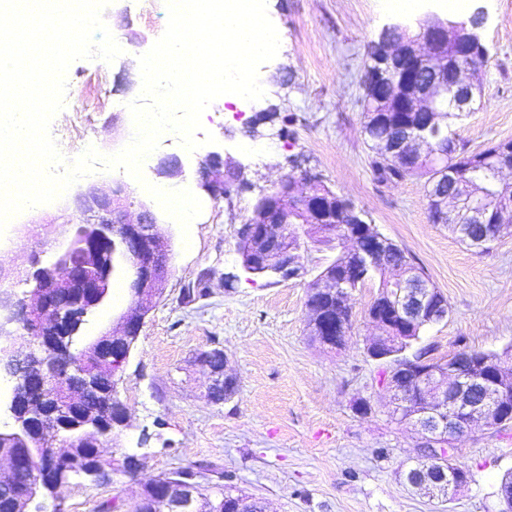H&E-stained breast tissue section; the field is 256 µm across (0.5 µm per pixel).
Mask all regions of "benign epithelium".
Returning a JSON list of instances; mask_svg holds the SVG:
<instances>
[{
	"label": "benign epithelium",
	"instance_id": "obj_1",
	"mask_svg": "<svg viewBox=\"0 0 512 512\" xmlns=\"http://www.w3.org/2000/svg\"><path fill=\"white\" fill-rule=\"evenodd\" d=\"M483 17L475 13L468 19L428 17L419 22L418 34L403 42L379 40V48L367 66L365 79L374 89L372 112H420L425 122L403 124L401 133L388 141L387 151L404 155L413 151L416 160L424 155L421 147L441 144L444 112H469L478 89L467 81L471 68L461 65L448 77V43L467 29L466 39L473 51L480 52L483 64L490 56L482 42L479 29ZM240 173L229 157L210 153L201 161L203 186L215 201L228 198L226 171ZM444 181L465 192V207L455 215L456 223L483 221L503 207L497 195L478 196L469 192V176L464 170L442 168ZM156 172L176 176L182 165L175 157H164ZM283 193L263 194L253 206L251 215L240 233L251 240V257L242 268L252 274L292 280L302 277L306 268L296 250L279 248L276 243L278 225L291 223V218L305 217L309 194L300 189L288 192V177L280 182ZM292 194V199L284 198ZM138 206L136 219H128L129 209ZM73 233L67 247L58 254L53 267L38 269L32 274L33 287L22 298L11 288L19 273L0 267V375L10 383L7 411L12 429L0 431V439L23 433L39 439L51 430L57 432L66 418L78 412L80 398L98 388L100 378L112 383L109 404L112 421H89L84 447L94 449L91 462L78 474L94 477L103 460L101 443L107 440L111 427L127 425V408L118 397L116 372L131 355L146 316L155 307L164 291L172 260L171 242L156 230L157 215L149 206L134 203L129 187L111 182L101 188L75 196L68 204ZM370 239L356 250L364 267L383 266L388 262L384 237L372 231ZM121 272L128 282L129 303L118 318V325L97 336L83 351L92 368L71 363L72 372L81 381L75 390L62 385L58 395L48 396V389L58 376L60 354H68L66 341L78 331L87 311L98 306L108 295L111 272ZM353 280L332 278L323 274L310 282L309 304L312 326L326 329L329 305H349ZM378 330L407 332L422 325H433L448 318V304L439 300L428 288L399 282L396 292L387 297L385 312L370 314ZM17 336H30L43 350V356L22 355L13 347ZM199 363L208 374V397L215 401L224 390V379L231 377L225 367L212 368L206 357ZM381 387L395 399V404L417 409L421 460L424 465L407 468L406 482L437 498H449L466 484L464 468L454 464V452L444 439L472 431L475 421L488 420L496 429L512 424V369L503 360L486 352L466 350L454 352L446 360L423 356L419 361L403 360L383 377ZM58 485L41 475L33 484L32 495L16 498V512H29L36 497L47 491L55 494ZM147 505L139 512H199L200 495L196 486L183 482L155 479L143 486L137 505Z\"/></svg>",
	"mask_w": 512,
	"mask_h": 512
}]
</instances>
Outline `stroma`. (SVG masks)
<instances>
[{
    "mask_svg": "<svg viewBox=\"0 0 512 512\" xmlns=\"http://www.w3.org/2000/svg\"><path fill=\"white\" fill-rule=\"evenodd\" d=\"M482 12L480 29L492 60L471 75L481 88L473 112L454 124L469 151L512 140V0H442L440 13ZM270 19L283 34L277 56L263 64L264 96L239 105L214 101L202 116L214 142L189 153L179 142L161 144L155 158L177 157L182 173L142 169V179L123 169L98 171L95 181L74 183L62 200L14 217L0 236V267L19 272L14 290L30 289V274L53 263L65 247L67 199L94 183H128L134 200L155 206L144 183L189 190L202 204L188 230L161 215L159 232L171 239L173 256L164 294L146 317L136 347L121 372L119 394L130 425L117 444H104L105 459L137 456L135 477L114 473L111 482L72 478L62 491L63 512H101L117 503L132 512L140 486L184 467L210 485L219 474L262 501L266 512H501L502 477L512 472V427L480 428L454 440L455 457L469 474L452 500L432 499L407 486L401 472L420 456L419 439L400 420L390 396L380 389L384 362L365 350L377 330L366 314L378 288L368 282L351 300L353 326L343 346L312 340L307 281L330 254L304 242L307 275L275 281L245 273L237 252V231L258 195L272 191L292 162L318 176L349 199L367 223L408 251L448 302L446 320L426 327L420 346L444 358L465 340L469 348L512 354V233L477 250L428 216L425 179L383 181L363 127L361 78L369 45L397 18L386 0H267ZM103 18L122 49L112 62L78 59L67 70L66 94L80 99L96 86L104 105L78 124L62 109L51 127L69 136L73 150L96 142L100 152L123 148L133 131L127 108L141 93L140 52L128 30L156 41L168 11L163 0H112ZM274 112L283 136L262 139L266 151H241L248 129ZM217 152L239 162L249 183L231 199H211L201 186L199 164ZM239 279L225 287L224 275ZM121 275H114L105 302L80 332L88 343L128 303ZM218 348L238 378L230 400L212 402L198 362L202 351ZM365 399L371 410L355 411Z\"/></svg>",
    "mask_w": 512,
    "mask_h": 512,
    "instance_id": "obj_1",
    "label": "stroma"
}]
</instances>
